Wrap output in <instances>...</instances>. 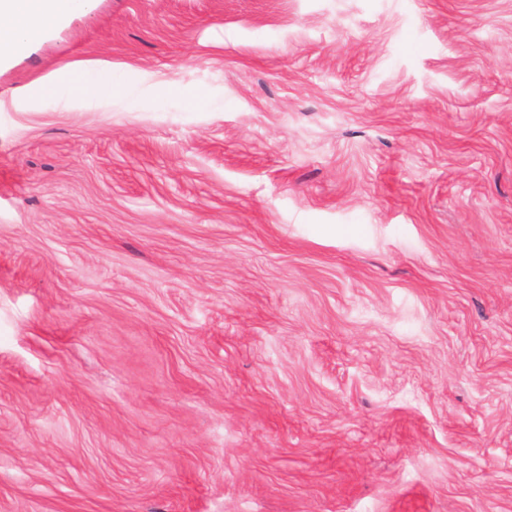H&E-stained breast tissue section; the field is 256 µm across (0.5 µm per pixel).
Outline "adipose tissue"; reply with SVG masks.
Instances as JSON below:
<instances>
[{
    "instance_id": "obj_1",
    "label": "adipose tissue",
    "mask_w": 512,
    "mask_h": 512,
    "mask_svg": "<svg viewBox=\"0 0 512 512\" xmlns=\"http://www.w3.org/2000/svg\"><path fill=\"white\" fill-rule=\"evenodd\" d=\"M94 0H0V62L23 52L34 41L77 15L92 10ZM112 89L108 65L96 62L67 64L39 88L53 98L69 91L99 97Z\"/></svg>"
}]
</instances>
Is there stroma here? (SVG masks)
<instances>
[{
  "label": "stroma",
  "instance_id": "35a3bbf8",
  "mask_svg": "<svg viewBox=\"0 0 512 512\" xmlns=\"http://www.w3.org/2000/svg\"><path fill=\"white\" fill-rule=\"evenodd\" d=\"M0 512H512V0H96L0 65ZM112 68L107 64L88 62L66 64L46 79L39 88L44 97H57L69 91L85 97H100L112 89Z\"/></svg>",
  "mask_w": 512,
  "mask_h": 512
}]
</instances>
